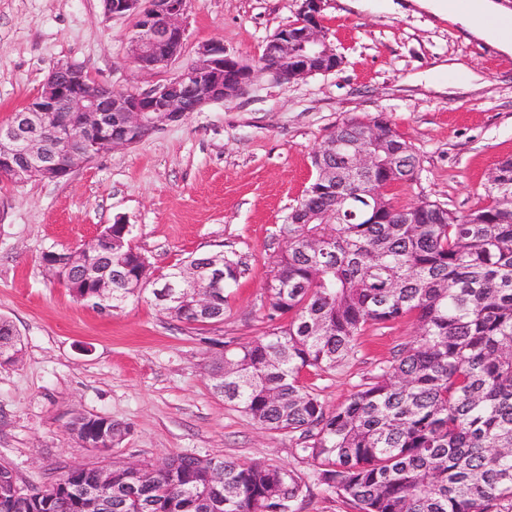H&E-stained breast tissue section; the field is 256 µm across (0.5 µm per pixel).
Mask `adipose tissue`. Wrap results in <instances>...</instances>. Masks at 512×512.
Listing matches in <instances>:
<instances>
[{"label":"adipose tissue","mask_w":512,"mask_h":512,"mask_svg":"<svg viewBox=\"0 0 512 512\" xmlns=\"http://www.w3.org/2000/svg\"><path fill=\"white\" fill-rule=\"evenodd\" d=\"M409 4L512 56V8L503 0H476L468 10L461 9L457 0H409Z\"/></svg>","instance_id":"adipose-tissue-1"}]
</instances>
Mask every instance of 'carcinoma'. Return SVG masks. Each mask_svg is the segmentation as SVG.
Segmentation results:
<instances>
[{"label":"carcinoma","instance_id":"1","mask_svg":"<svg viewBox=\"0 0 512 512\" xmlns=\"http://www.w3.org/2000/svg\"><path fill=\"white\" fill-rule=\"evenodd\" d=\"M385 143L409 159L410 143L389 128ZM383 169L341 168L336 194L311 182L282 225L285 249L267 283L266 330L224 346L209 365L214 389L263 429L295 437L315 480L352 512H512V159L499 163L483 205L457 214L431 201L395 207L366 202ZM190 256L160 273L178 284ZM147 258L112 253V308L154 285L139 280ZM241 275L224 258V284L207 311L193 298L161 310L204 326L224 318L226 290ZM407 316L417 334L369 381L330 410L301 373L333 371L360 336ZM22 352L18 331L0 318V357ZM71 431L91 442L120 433L108 418L79 415ZM0 464V512H295L308 486L293 470L260 462L170 455L150 475L112 464V484L85 464L64 467L18 498Z\"/></svg>","mask_w":512,"mask_h":512}]
</instances>
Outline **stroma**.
<instances>
[{"label": "stroma", "mask_w": 512, "mask_h": 512, "mask_svg": "<svg viewBox=\"0 0 512 512\" xmlns=\"http://www.w3.org/2000/svg\"><path fill=\"white\" fill-rule=\"evenodd\" d=\"M365 4L326 2L323 24L343 58L334 72L290 84L260 71L244 94L164 123L63 180L16 186L0 178V317L23 340L21 359L0 365V462L20 486L91 462L69 430L83 413L125 428L113 461L187 454L285 466L311 483L297 512H350L313 483L291 435L261 429L225 403L210 358L225 342L262 333L280 227L314 177L313 150L339 122L381 114L412 144L415 180L386 190L396 206L427 199L476 208L497 164L512 158V56L452 24L431 25L428 14ZM299 8L300 0H192L180 56L139 73L128 64L133 19L106 18L102 0H0V123L57 62L82 66L112 89L141 91L176 76L206 43L257 62ZM444 60L463 71L435 75ZM118 221L132 225L134 248L159 271L192 254L239 260L223 321L180 323L147 299L102 310L46 274L43 252L80 246ZM415 335L409 317L365 331L354 357L315 377L326 406L343 403Z\"/></svg>", "instance_id": "35a3bbf8"}]
</instances>
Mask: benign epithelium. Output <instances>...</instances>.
Returning <instances> with one entry per match:
<instances>
[{"instance_id":"7a95c632","label":"benign epithelium","mask_w":512,"mask_h":512,"mask_svg":"<svg viewBox=\"0 0 512 512\" xmlns=\"http://www.w3.org/2000/svg\"><path fill=\"white\" fill-rule=\"evenodd\" d=\"M325 0H302L298 21L281 28L270 37L264 49L266 62L259 70L269 72L289 83L318 73L335 71L341 64L334 44L324 30L322 10ZM105 13L111 17L132 16L135 24L129 36V63L143 72L167 66L182 51L186 37V19L191 0H103ZM254 67L224 51L221 43H207L197 52L196 60L180 74L149 89L115 91L91 81L80 66L59 62L49 72L40 91L22 109V114L9 125H0V172L11 175L10 182L23 184L28 172H38L50 181L67 178L75 168L91 162L92 142L76 148L74 133L104 131L115 116L116 125L107 142L111 149L137 143L141 137L164 122L176 121L204 105L243 94L252 82ZM53 115V134L64 151L52 149L44 142L38 128V117ZM384 137L374 125H365L358 133L343 137L328 134L317 149V169L326 191H336L340 170L333 160L342 158L351 170H372L381 163L375 151ZM130 225L121 234L112 226L103 228L91 241L79 248L50 251L45 261L58 268L62 277L75 273L83 276L85 285L101 291L100 297L112 292V278L85 258L102 249L119 251L132 247L126 239ZM206 276L190 268L182 279L219 284L224 280L220 268L212 265Z\"/></svg>"}]
</instances>
